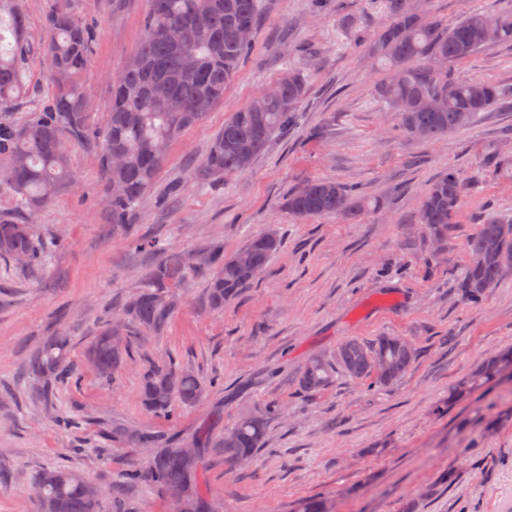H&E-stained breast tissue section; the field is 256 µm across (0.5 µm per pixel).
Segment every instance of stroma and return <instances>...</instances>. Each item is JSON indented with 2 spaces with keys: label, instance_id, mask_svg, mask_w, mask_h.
Segmentation results:
<instances>
[{
  "label": "stroma",
  "instance_id": "obj_1",
  "mask_svg": "<svg viewBox=\"0 0 512 512\" xmlns=\"http://www.w3.org/2000/svg\"><path fill=\"white\" fill-rule=\"evenodd\" d=\"M382 0H261L249 60L224 101L172 142L168 161L133 221L159 246L191 253L212 242L233 252L249 237L278 229L282 248L258 279L222 312L204 309L202 279L180 288V306L160 335L139 333L123 369L111 379L84 367L59 386L52 409L29 397L22 368L46 337L70 336L74 355L98 334L105 316L134 296L153 261L112 230L103 201L98 152L71 150L77 175L41 211L44 242L38 273L25 275L0 258V461L13 470L0 484V512H37L31 479L46 468L76 471L111 491L130 468L146 463L137 449L106 445L102 428H150L187 442L216 405L224 424L274 403L264 451L249 464L212 450L202 464L209 498L224 512H293L324 497L331 512H512V390L484 388L448 408V389L476 365L512 348V268L480 306L457 283L466 241L487 209L512 214V176L486 166L493 153L512 154V103L494 105L468 129L431 143L397 133L396 113L373 98L380 74L356 37L368 34ZM420 14L452 23L471 9L512 12V0H412ZM53 0H25L36 50L19 101L24 123L49 96L43 52ZM99 36L84 74L93 126L112 102L111 78L136 52L148 0H76ZM289 68L302 69L308 92L298 125L278 134L252 166L223 183L190 180L230 112L249 103ZM465 80L512 86V44L491 43L456 66ZM477 176L448 245L433 253L418 222L421 196L448 168ZM326 178L361 188L381 210L357 224L334 216L298 220L289 191ZM402 336L418 356L397 382L336 379L318 394L300 392L296 377L313 354H334L344 340ZM190 367L213 386L196 406L170 415L139 400L147 360ZM83 417L66 429L56 418ZM453 469L459 479L439 484Z\"/></svg>",
  "mask_w": 512,
  "mask_h": 512
}]
</instances>
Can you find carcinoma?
<instances>
[{"label":"carcinoma","instance_id":"1","mask_svg":"<svg viewBox=\"0 0 512 512\" xmlns=\"http://www.w3.org/2000/svg\"><path fill=\"white\" fill-rule=\"evenodd\" d=\"M47 17L52 38L47 48L54 94L22 126L9 121L25 93V60L32 49L20 0H0V19L10 18L14 40L0 49V184L19 201L26 218L0 214V257L24 272L42 263L33 218L74 181L69 145L73 140H96L105 177V199L112 228L141 251L158 255L148 268L141 290L117 317H108L86 347L82 363L103 378L124 367L132 346L128 325L156 335L163 333L177 308V289L193 275L204 278L203 306L224 310L275 257L281 247L278 233L269 229L251 236L240 248L224 254L216 241L205 253L206 264H195L178 250H163L129 222L131 213L155 182L166 158L167 145L198 124L224 99L225 86L248 60L252 43L237 39L246 27L256 31L259 0H149L143 19L144 38L134 56L112 77V105L102 129H91L87 88L82 74L97 38L94 26L81 19L71 0H57ZM385 21L368 41L382 77L374 97L398 115V133L433 142L458 132L480 113L512 97L491 81L455 77L451 66L464 63L489 44L485 30L490 14L474 9L452 25L426 19L409 0H384ZM495 41L512 43V12L500 14ZM279 94L265 93L230 113L215 135L209 152L194 170L195 179L221 183L248 169L272 138L297 124L308 85L304 75L290 68L277 80ZM121 162L115 163L114 156ZM307 191L288 194L286 208L295 218L336 215L357 222L380 203L360 190L329 179H313ZM475 183L450 168L431 183L419 206V223L439 248L448 236L466 195ZM468 263L458 283L462 298L482 303L505 268L512 267V215L487 214L466 244ZM418 356L415 345L399 336L372 341L350 338L331 357L315 354L302 366L298 387L314 395L341 373L355 380L373 379L386 387L399 380ZM77 367L71 358L70 337H48L28 358L26 378L34 399L47 403L55 385ZM505 378L512 379V349L482 363L448 390V405L467 400L475 390ZM212 382L194 370L172 362L150 361L142 373L140 401L153 413L167 414L181 404L200 402ZM279 408L267 404L259 414H243L234 426L214 435L222 415L215 411L202 423L193 441L198 455L188 457L182 443L165 441L145 428L114 425L102 437L128 448H148L146 465L125 474L123 485L112 489L109 512H133L128 491L146 488L161 493L186 491L183 512H209L210 499L200 478L204 456L218 448L224 457L251 460L262 450L270 421ZM90 481L68 469H46L35 480L39 512H103L102 491L88 489Z\"/></svg>","mask_w":512,"mask_h":512}]
</instances>
